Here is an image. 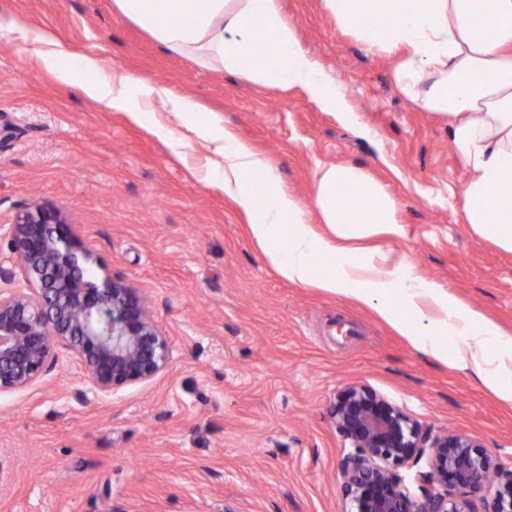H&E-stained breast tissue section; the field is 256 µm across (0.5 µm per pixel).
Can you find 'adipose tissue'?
I'll return each instance as SVG.
<instances>
[{"mask_svg": "<svg viewBox=\"0 0 512 512\" xmlns=\"http://www.w3.org/2000/svg\"><path fill=\"white\" fill-rule=\"evenodd\" d=\"M165 48L271 87H302L322 110L358 118L336 82L305 53L278 0H114ZM342 32L394 57L397 90L422 111L447 117L466 178L460 196L475 234L512 252V0H323ZM33 51L48 71L133 122L153 124L186 157L207 152L205 182L218 185L247 218L269 264L292 283L355 297L422 353L450 360L512 402V339L458 303L403 259L365 247L399 231L394 196L362 167L320 164L314 204L282 186L270 160L217 115L199 122L197 103L155 83L106 71L93 53L64 55L41 32ZM178 121L154 124L156 107Z\"/></svg>", "mask_w": 512, "mask_h": 512, "instance_id": "obj_1", "label": "adipose tissue"}]
</instances>
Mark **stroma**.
Returning a JSON list of instances; mask_svg holds the SVG:
<instances>
[{"label": "stroma", "instance_id": "35a3bbf8", "mask_svg": "<svg viewBox=\"0 0 512 512\" xmlns=\"http://www.w3.org/2000/svg\"><path fill=\"white\" fill-rule=\"evenodd\" d=\"M279 5L368 136L301 87H264L162 47L114 0H0V18L192 97L304 203L317 164L365 168L400 207L399 234L378 247L512 337V252L464 222L447 118L400 95L393 59L343 33L322 0ZM205 163L199 146L176 161L158 135L0 34V264H13L16 214L54 205L93 255L88 276L138 288L170 347L156 378L107 396L65 351L32 387L0 393V512H345L349 444L332 411L354 383L512 467V403L416 350L368 305L280 278L237 207L200 181Z\"/></svg>", "mask_w": 512, "mask_h": 512}]
</instances>
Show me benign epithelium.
Returning a JSON list of instances; mask_svg holds the SVG:
<instances>
[{"label": "benign epithelium", "mask_w": 512, "mask_h": 512, "mask_svg": "<svg viewBox=\"0 0 512 512\" xmlns=\"http://www.w3.org/2000/svg\"><path fill=\"white\" fill-rule=\"evenodd\" d=\"M10 250L29 293L0 265V393L37 382L70 351L90 387L112 391L148 382L166 369L169 343L139 290L123 280L88 278L90 252L63 213L48 204L18 212ZM336 429L352 451L341 465L348 512H512V468L472 437L433 433L371 388L352 384L336 395ZM425 462L411 494L397 469Z\"/></svg>", "instance_id": "1"}]
</instances>
